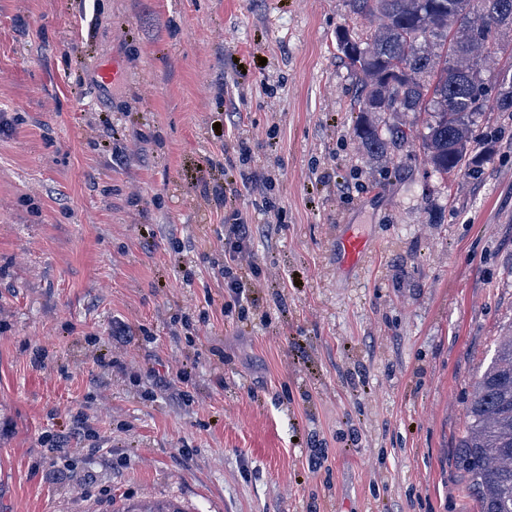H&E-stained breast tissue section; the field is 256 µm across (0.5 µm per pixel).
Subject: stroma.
<instances>
[{
	"instance_id": "stroma-1",
	"label": "stroma",
	"mask_w": 512,
	"mask_h": 512,
	"mask_svg": "<svg viewBox=\"0 0 512 512\" xmlns=\"http://www.w3.org/2000/svg\"><path fill=\"white\" fill-rule=\"evenodd\" d=\"M344 24L345 0H0V512H475L454 451L512 327V117L477 116L474 174L369 162ZM227 181L274 228L243 314ZM231 220L233 222H229L230 220L224 216V227L228 228L224 235V290L234 304L239 305L241 312H244L242 303L244 300L247 303L248 297L239 271L242 269L244 255L247 245L251 242L254 227L253 224H247L238 218L237 211L233 212ZM337 241L342 258L348 265H357L368 253L365 238L351 231L342 232Z\"/></svg>"
}]
</instances>
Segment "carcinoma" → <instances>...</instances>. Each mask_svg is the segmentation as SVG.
Returning <instances> with one entry per match:
<instances>
[{"label": "carcinoma", "mask_w": 512, "mask_h": 512, "mask_svg": "<svg viewBox=\"0 0 512 512\" xmlns=\"http://www.w3.org/2000/svg\"><path fill=\"white\" fill-rule=\"evenodd\" d=\"M354 17L372 18L371 33L336 29L337 50L359 76L354 134L373 163L396 162L418 145L431 171L446 175L486 162L473 137L474 118L512 112V73L484 82L491 57L512 33V0H346ZM427 113L423 130L409 115ZM477 512H512V335L472 386L467 422L455 451ZM121 512H185L164 500L138 501Z\"/></svg>", "instance_id": "cac0c4a2"}]
</instances>
